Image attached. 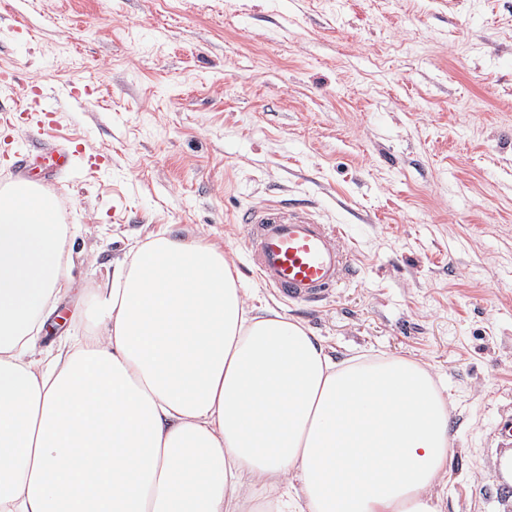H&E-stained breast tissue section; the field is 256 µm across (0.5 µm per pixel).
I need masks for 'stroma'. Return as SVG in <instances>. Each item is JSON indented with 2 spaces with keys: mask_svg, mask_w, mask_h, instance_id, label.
Instances as JSON below:
<instances>
[{
  "mask_svg": "<svg viewBox=\"0 0 512 512\" xmlns=\"http://www.w3.org/2000/svg\"><path fill=\"white\" fill-rule=\"evenodd\" d=\"M0 103L93 90L0 128V180L74 147L51 195L70 290L35 348L103 332L117 264L163 234L219 248L244 293L336 358L403 357L446 391L442 512H512V0H0ZM278 197L340 226L356 278L277 300L238 210ZM59 99L68 101L75 108H82L87 102V99L76 92L70 85L59 87L41 96L42 102H48L41 109V112L44 114V120L49 119L54 114V102ZM69 155L66 152L58 151L50 145L38 144L34 147L33 156L20 164V172L24 179L29 178L32 170H39L44 178L49 177L57 170L67 166Z\"/></svg>",
  "mask_w": 512,
  "mask_h": 512,
  "instance_id": "obj_1",
  "label": "stroma"
}]
</instances>
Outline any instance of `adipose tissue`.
I'll return each mask as SVG.
<instances>
[{
    "label": "adipose tissue",
    "mask_w": 512,
    "mask_h": 512,
    "mask_svg": "<svg viewBox=\"0 0 512 512\" xmlns=\"http://www.w3.org/2000/svg\"><path fill=\"white\" fill-rule=\"evenodd\" d=\"M52 199L0 193V512H442L448 399L413 360H336L255 314L224 254L159 236L104 337L28 354L69 278Z\"/></svg>",
    "instance_id": "ef3b65f1"
}]
</instances>
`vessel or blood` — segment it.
<instances>
[{"label": "vessel or blood", "instance_id": "1", "mask_svg": "<svg viewBox=\"0 0 512 512\" xmlns=\"http://www.w3.org/2000/svg\"><path fill=\"white\" fill-rule=\"evenodd\" d=\"M60 99L76 108L86 103L71 86H63L45 94L44 116L54 114ZM68 163L66 152L39 144L20 172L26 176L37 170L49 176ZM235 221L247 229L257 274L281 300L315 308L356 275L341 230L321 221L308 205L271 199L239 212Z\"/></svg>", "mask_w": 512, "mask_h": 512}]
</instances>
